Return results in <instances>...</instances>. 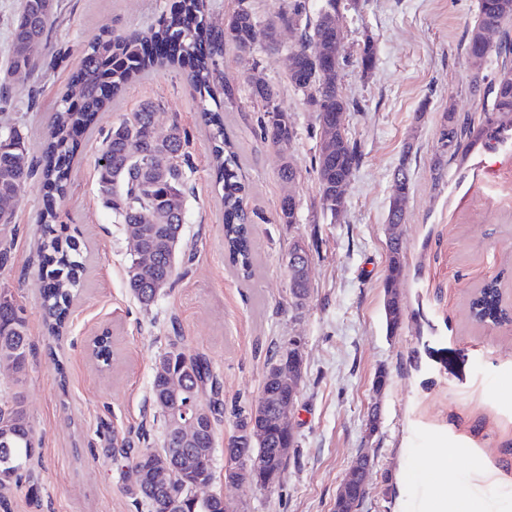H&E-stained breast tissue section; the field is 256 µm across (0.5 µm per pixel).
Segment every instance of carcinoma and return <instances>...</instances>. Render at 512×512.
I'll use <instances>...</instances> for the list:
<instances>
[{
	"mask_svg": "<svg viewBox=\"0 0 512 512\" xmlns=\"http://www.w3.org/2000/svg\"><path fill=\"white\" fill-rule=\"evenodd\" d=\"M339 0H321L310 10L308 0H288L287 9L276 20L261 23L248 0H238L224 29H213L207 20L208 0H180L177 13L164 20L156 29L146 32L127 31L123 34H101L88 44L72 87L77 94L65 93L58 101L49 124L41 163L30 153L28 140L21 129L0 127V201L13 199L32 179L41 175L48 190L40 215L43 241L40 248L41 308L48 332L61 334L69 308L79 295L86 270V247L74 235H61L54 226L57 200L67 191L71 164L77 150L78 134L88 130L95 114L111 97L127 84L154 66L169 65L176 55L164 58L145 57L146 45L173 44L182 56L196 60L188 74L191 89L199 94V109L204 125L209 128L212 142V166L215 185L222 190L224 207V248L229 261L242 280L252 278L256 252L253 224L246 198L248 187L240 175V158L235 145L224 131V116L205 107V95L219 84L225 102L236 100V89L224 83L222 69L224 47L232 44L242 54L253 51L259 39L272 50L281 47L278 27H294L296 42L288 49L292 67L288 82L307 100L316 112L319 133L336 128V115L350 109L337 84L338 71L345 62L334 39L332 24L336 19ZM54 0H22L13 37L7 53L10 64L7 80L0 84V102L8 100L9 91L25 85L37 68L30 44L48 35V25L54 14ZM497 26L501 30L500 44L493 50L504 58L489 85L490 104L485 111L497 115L487 118L483 125L470 126L466 133L458 128L453 110L442 114L440 140L448 143L443 155L455 157L466 154L488 132L500 134L512 131V0H478L477 20L470 31L467 53H476V40L482 30ZM252 95L265 102L264 134L272 148L285 161L279 178L291 186L297 180V170L288 159V151L296 131L288 112L276 104V92L263 81L252 86ZM159 104L151 99L142 101L137 110L112 125L105 135L101 155L96 161L97 184L104 202L112 209L116 224H136L141 235L138 246L154 254L153 265L142 275L131 276L134 255L128 254L127 287L142 307L148 309L157 300V286L170 283L177 275V259L182 227L186 221L188 196L187 172L192 170L186 147L189 136L179 123L163 128L158 126ZM357 142L344 131L332 138L330 152L318 151L315 156L323 211L336 220V184L351 178L360 161ZM410 174L401 164L395 174L387 223L404 220ZM278 223H296V204L290 195L282 197ZM388 265L384 279V294L392 295L389 308L384 310L386 331L394 335L403 323L399 305V287L404 271L400 243H387ZM475 316L483 320L503 315L497 283L485 285L472 301ZM31 353V343L24 309L12 294L0 290V365L13 371L16 377L25 375ZM163 371H153L151 394L162 427L158 448H131L122 440L119 455L124 462L127 484L125 490L135 508L147 512H226L224 500L218 496H197L194 490L213 480L216 459L214 424L224 414L222 385L211 362L203 355L188 357L170 345L160 355ZM181 383V392L174 395L169 389V376ZM205 412L195 436L185 442H175L168 434L171 419L183 414L192 417ZM254 408L233 412L235 434L229 447L238 444L237 433L253 421ZM265 438L254 445V455L263 469L282 478L288 457L279 453L291 448L295 437L283 439L272 420H267ZM39 441L27 418L23 400L16 394L11 401L0 405V505H8L19 483L29 479L30 465L39 454ZM368 495V485L355 480L349 488V509L357 510Z\"/></svg>",
	"mask_w": 512,
	"mask_h": 512,
	"instance_id": "1",
	"label": "carcinoma"
}]
</instances>
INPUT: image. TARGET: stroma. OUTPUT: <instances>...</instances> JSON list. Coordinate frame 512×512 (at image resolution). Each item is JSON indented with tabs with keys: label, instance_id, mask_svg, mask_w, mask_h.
<instances>
[{
	"label": "stroma",
	"instance_id": "obj_1",
	"mask_svg": "<svg viewBox=\"0 0 512 512\" xmlns=\"http://www.w3.org/2000/svg\"><path fill=\"white\" fill-rule=\"evenodd\" d=\"M173 0H55L47 40L34 55L41 68L11 90L0 126L16 124L39 156L52 112L79 70L86 42L99 34L155 27ZM477 0H361L343 10L347 65L338 85L352 107L344 115L362 152L337 221L320 208L315 114L288 83L284 48H256L243 56L224 49V79L240 105L226 109L224 126L235 140L249 187L257 270L249 282L232 273L224 253L223 209L209 169L210 140L187 83L189 66L160 67L130 84L95 117L96 127L158 101L162 124L178 121L190 137L187 220L178 256L179 276L144 309L126 286L124 225L99 194L95 162L100 140L81 136L67 197L56 225L85 243L84 287L64 336L48 335L39 292V215L45 190L31 180L13 202L8 238L11 261L0 269V289L12 291L25 311L33 354L23 380L0 370V402L24 397L42 449L31 465L40 497L16 492L11 512H136L124 491L112 438L150 424V383L169 345L202 354L224 384V416L215 446L234 432V408L249 407L262 386L271 346L296 339L303 379L292 414L296 445L273 490L229 486L216 466L214 489L238 512H333L340 482L359 449L373 459L369 495L358 512H512V135L487 137L466 157L439 159L441 115L483 120V101L471 87L466 51ZM373 42L375 66L357 58ZM276 87L297 135L291 160L297 221H278L283 188L281 155L264 138L262 105L250 82ZM442 169H435V161ZM407 164L410 198L402 226L405 260L399 290L404 320L396 335L385 328L382 282L387 270V211L393 173ZM320 239L309 269L311 293L294 309L285 256L297 238ZM497 282L505 318L482 321L470 301ZM112 333V364L100 367L89 344ZM386 371L376 389L374 377ZM376 433H369L371 408ZM453 484L436 498L443 465Z\"/></svg>",
	"mask_w": 512,
	"mask_h": 512
}]
</instances>
